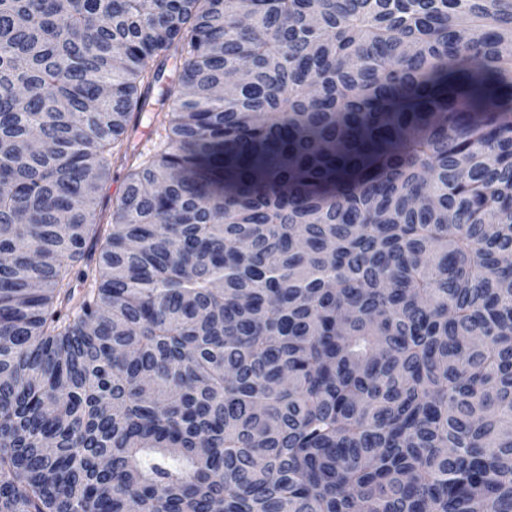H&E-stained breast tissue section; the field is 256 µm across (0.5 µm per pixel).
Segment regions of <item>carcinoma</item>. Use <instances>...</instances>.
<instances>
[{"instance_id": "1", "label": "carcinoma", "mask_w": 512, "mask_h": 512, "mask_svg": "<svg viewBox=\"0 0 512 512\" xmlns=\"http://www.w3.org/2000/svg\"><path fill=\"white\" fill-rule=\"evenodd\" d=\"M0 186V512H512V0H0ZM151 104L146 108V111L142 112L138 128L131 136V147H136L137 150L143 152L152 149L158 137L156 129L160 125L163 113L168 111L166 106L161 108L155 104L154 100ZM125 182V171L122 169L112 168L109 180L104 184L103 191L101 192L99 206L97 209L106 203L109 208L112 203V198H115L122 193Z\"/></svg>"}]
</instances>
